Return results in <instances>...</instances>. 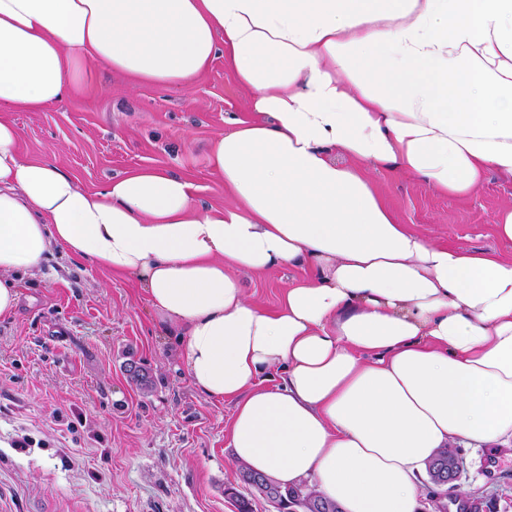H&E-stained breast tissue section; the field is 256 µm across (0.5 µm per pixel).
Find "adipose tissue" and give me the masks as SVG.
Returning <instances> with one entry per match:
<instances>
[{
	"label": "adipose tissue",
	"mask_w": 512,
	"mask_h": 512,
	"mask_svg": "<svg viewBox=\"0 0 512 512\" xmlns=\"http://www.w3.org/2000/svg\"><path fill=\"white\" fill-rule=\"evenodd\" d=\"M219 55L251 93L208 151L232 206L23 157L11 113L71 100L85 63L189 91ZM358 161L451 195L512 176V0H0V315L52 246L91 259L234 399L236 461L342 512H416L439 449L512 447V261L397 223ZM286 264L309 277L255 306L239 273Z\"/></svg>",
	"instance_id": "1"
}]
</instances>
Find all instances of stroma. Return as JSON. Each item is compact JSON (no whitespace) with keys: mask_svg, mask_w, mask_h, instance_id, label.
<instances>
[{"mask_svg":"<svg viewBox=\"0 0 512 512\" xmlns=\"http://www.w3.org/2000/svg\"><path fill=\"white\" fill-rule=\"evenodd\" d=\"M79 86L68 103L13 113L25 158L53 162L89 192L163 168L191 182L200 204H230L207 153L229 119L249 117L250 94L223 58L189 93L100 63L86 65ZM364 172L397 221L432 244L512 259V241L495 231L512 179L490 171L455 198L397 168ZM304 274L285 267L242 285L270 310ZM15 286L18 305L0 316V512H236L224 496L236 470L234 402L193 385L144 290L59 248ZM459 458L466 498L426 497L419 512H512V447H466Z\"/></svg>","mask_w":512,"mask_h":512,"instance_id":"obj_1","label":"stroma"}]
</instances>
